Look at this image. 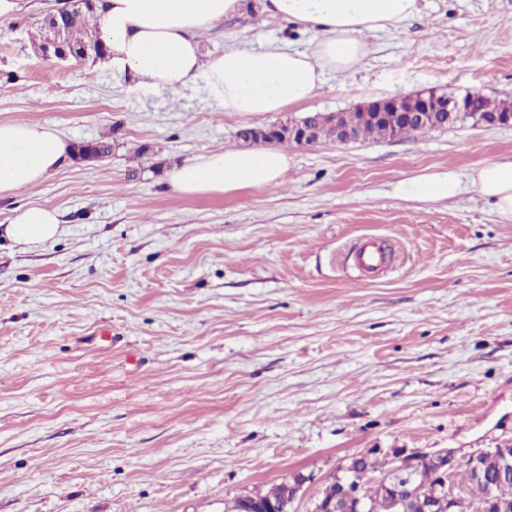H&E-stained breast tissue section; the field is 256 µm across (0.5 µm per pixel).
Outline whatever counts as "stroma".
I'll return each mask as SVG.
<instances>
[{"instance_id":"obj_1","label":"stroma","mask_w":512,"mask_h":512,"mask_svg":"<svg viewBox=\"0 0 512 512\" xmlns=\"http://www.w3.org/2000/svg\"><path fill=\"white\" fill-rule=\"evenodd\" d=\"M59 3L0 19V122L112 153L0 199V225L27 203L62 222L35 249L0 240V512H224L298 473L316 494L370 448L512 446V220L468 188L395 193L511 159L512 126L282 142L276 188L185 196L167 180L308 112L428 90L512 100V0H423L367 36L362 71L253 116L199 86L144 95L95 58L44 59ZM235 38L308 41L255 9L214 23L204 50ZM368 240L391 254L375 276L353 264ZM463 191V181L453 170L433 172L399 181L395 192L403 198L449 199Z\"/></svg>"}]
</instances>
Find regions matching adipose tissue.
<instances>
[{
  "label": "adipose tissue",
  "instance_id": "1",
  "mask_svg": "<svg viewBox=\"0 0 512 512\" xmlns=\"http://www.w3.org/2000/svg\"><path fill=\"white\" fill-rule=\"evenodd\" d=\"M249 0H101L96 33L105 52L98 68L126 76L133 90L149 94L203 86L225 111L244 116L280 112L303 103L322 88L327 75L351 76L367 57L366 34L398 29L419 12V0H261L264 12L309 32L302 48L272 39L254 48L237 43L209 55L202 36L225 17L250 9ZM72 153L51 126L0 123V198L39 185ZM288 159L272 148L225 149L171 170L175 191L231 193L282 184ZM512 219V159H492L467 177L452 170L399 181L403 198L449 199L464 185ZM23 249L51 243L60 234L58 213L30 203L15 209L0 228Z\"/></svg>",
  "mask_w": 512,
  "mask_h": 512
}]
</instances>
